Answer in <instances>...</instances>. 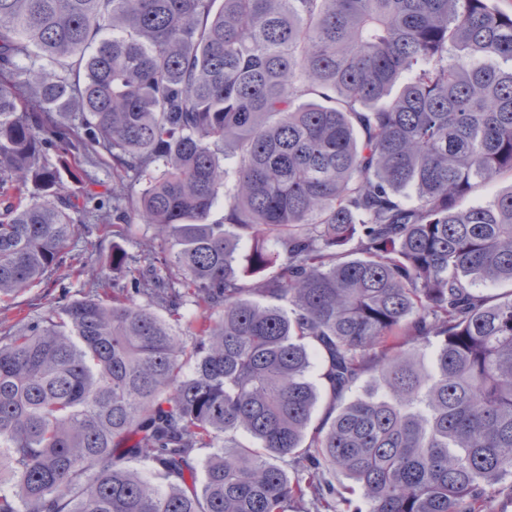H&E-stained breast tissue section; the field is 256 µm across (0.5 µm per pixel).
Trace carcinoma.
<instances>
[{
  "label": "carcinoma",
  "instance_id": "obj_1",
  "mask_svg": "<svg viewBox=\"0 0 512 512\" xmlns=\"http://www.w3.org/2000/svg\"><path fill=\"white\" fill-rule=\"evenodd\" d=\"M498 59L493 0H0V301L67 268L91 151L160 242L0 332V512H482L512 480V291L472 290L512 282V188L465 204L512 174ZM512 184L509 174H502L493 181L477 186L466 199L467 205H476L491 200L497 194L507 190Z\"/></svg>",
  "mask_w": 512,
  "mask_h": 512
}]
</instances>
